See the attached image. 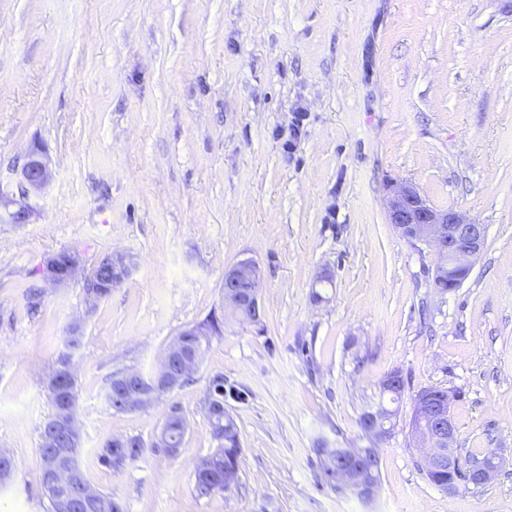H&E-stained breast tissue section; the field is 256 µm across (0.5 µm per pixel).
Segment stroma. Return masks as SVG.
<instances>
[{
	"mask_svg": "<svg viewBox=\"0 0 512 512\" xmlns=\"http://www.w3.org/2000/svg\"><path fill=\"white\" fill-rule=\"evenodd\" d=\"M34 144L52 161L39 215L0 224V450L16 463L0 512H48L42 378L66 351L81 467L127 512H512V0H0V187ZM402 180L486 225L460 288H435L436 257L388 224ZM62 251L80 278L29 312ZM108 251L134 267L90 312L81 278ZM244 259L262 270V324L225 320L187 384L110 409L113 372H154L182 330L222 317ZM394 371L406 389L376 496L322 485L318 441L366 447L359 418ZM219 376L241 484L201 498ZM431 386L460 393L461 461L499 458L489 484L445 493L423 474L408 423ZM174 406L175 456L99 463L113 438L152 442Z\"/></svg>",
	"mask_w": 512,
	"mask_h": 512,
	"instance_id": "obj_1",
	"label": "stroma"
}]
</instances>
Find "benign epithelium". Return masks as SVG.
I'll return each mask as SVG.
<instances>
[{"label":"benign epithelium","instance_id":"obj_1","mask_svg":"<svg viewBox=\"0 0 512 512\" xmlns=\"http://www.w3.org/2000/svg\"><path fill=\"white\" fill-rule=\"evenodd\" d=\"M51 176V159L41 149L31 148L25 155L16 180V190L5 192L0 189V223L28 224L37 215L35 199L40 195ZM387 221L398 234L409 241L426 245L439 259L435 275L448 277L458 282L465 280L485 246L486 226L454 208L438 209L431 206L409 182L390 183L387 202ZM105 263L112 265V276L97 281L85 292V304L90 308L100 301L102 289L113 288L125 281L131 274L132 261L127 254L111 252L104 255ZM79 258L71 252H59L45 259L42 277L45 286L61 288L66 286L78 270ZM259 267L252 260H242L230 267L224 275V306L252 309L260 305L258 296ZM183 369L172 367L164 359L161 367L151 377H144L139 371L128 369L118 374L117 392L122 396L125 408H143L168 393L179 380ZM44 385L54 391L59 400L61 414L45 431V444L51 449L43 456L42 463L48 475H58L76 485L80 482L77 471L62 468V460L73 459L80 453L81 436L76 417L75 397L56 374L50 371L44 378ZM453 398L437 397L428 404L435 426L417 428L413 434L424 448L423 465L429 469L448 459V468L458 465L454 445L457 429L446 412V403ZM499 468L496 458L470 466L466 471V483L480 486L490 483ZM338 488L356 486L361 498L370 500L376 493L374 484H357L344 471L336 474Z\"/></svg>","mask_w":512,"mask_h":512}]
</instances>
